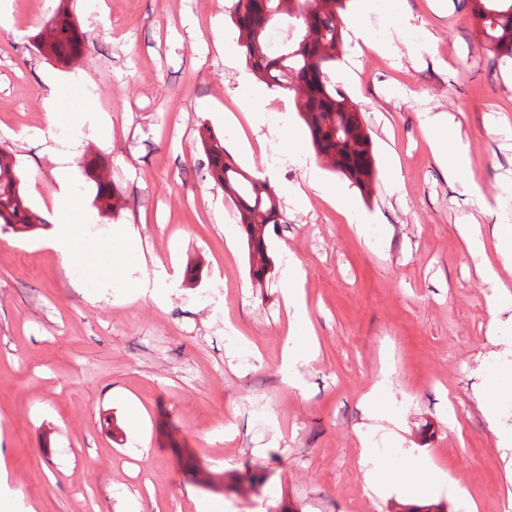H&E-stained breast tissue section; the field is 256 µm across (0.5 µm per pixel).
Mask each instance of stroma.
Segmentation results:
<instances>
[{
    "instance_id": "obj_1",
    "label": "stroma",
    "mask_w": 512,
    "mask_h": 512,
    "mask_svg": "<svg viewBox=\"0 0 512 512\" xmlns=\"http://www.w3.org/2000/svg\"><path fill=\"white\" fill-rule=\"evenodd\" d=\"M0 26V146L19 161L45 227L0 230V458L13 491L39 512H512V297L492 299L457 233L490 231L512 214V70L496 64L466 0H381L365 19L377 50L351 68L344 35L338 87L371 128L378 171L361 192L307 155L345 197L336 207L285 161L274 128L308 147L294 110L265 118L257 138L231 68L207 22L228 0H72L88 42L63 66L33 38L59 0H10ZM195 16L202 37L183 20ZM231 21L222 40H236ZM77 75L49 123L43 72ZM105 118L102 139L78 116ZM443 112L469 146L472 185L449 180L424 125ZM209 126L241 167L270 169L285 222L270 238L274 266L254 282L241 229L211 181L197 130ZM103 155L123 204L99 216L96 187L77 172L83 234L108 239L126 261L88 276L99 255L71 268L48 247L53 156ZM479 195H472V188ZM317 341L297 369L279 371L293 317L289 260ZM495 334H488L490 322ZM502 378L496 419L479 409ZM143 409L129 425L128 402ZM385 470L381 494L364 458ZM261 474L257 483L239 473Z\"/></svg>"
}]
</instances>
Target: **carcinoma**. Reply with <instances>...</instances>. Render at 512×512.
Wrapping results in <instances>:
<instances>
[{"instance_id": "carcinoma-1", "label": "carcinoma", "mask_w": 512, "mask_h": 512, "mask_svg": "<svg viewBox=\"0 0 512 512\" xmlns=\"http://www.w3.org/2000/svg\"><path fill=\"white\" fill-rule=\"evenodd\" d=\"M60 0L56 13L46 21L51 36L44 31L34 36V47L49 61L68 65L81 56L86 35L77 26L68 7ZM348 0H232L231 19L238 29V42L247 66L270 87L297 90L296 107L307 125L318 157L346 177L361 191L372 188L376 178L373 142L363 113L357 104L336 87L332 71L342 58L344 12ZM299 28L311 18L320 29L319 37L297 36L273 54L269 50L270 27L266 8ZM470 11L485 35L495 60L512 66V0H470ZM198 140L207 159L214 184L224 191V199L235 211L237 223L246 234L249 271L260 283L273 264L267 240L283 223L280 198L269 179L244 171L224 146V138L211 128L198 130ZM103 159L88 155L83 160L85 175L96 186L94 206L102 216L121 207V197L103 181ZM44 224L30 207L22 190L18 161L11 151L0 148V227L27 233Z\"/></svg>"}]
</instances>
